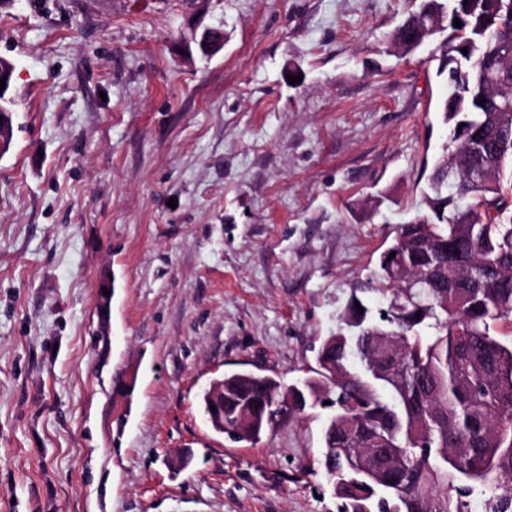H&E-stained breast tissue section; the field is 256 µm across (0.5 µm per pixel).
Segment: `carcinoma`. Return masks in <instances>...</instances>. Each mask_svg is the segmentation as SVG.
<instances>
[{
    "instance_id": "cac0c4a2",
    "label": "carcinoma",
    "mask_w": 512,
    "mask_h": 512,
    "mask_svg": "<svg viewBox=\"0 0 512 512\" xmlns=\"http://www.w3.org/2000/svg\"><path fill=\"white\" fill-rule=\"evenodd\" d=\"M434 42L449 144L421 190L426 213L400 225L359 285L383 314L349 303L347 331L321 340L312 375L295 384L233 371L220 411L202 396L211 426L251 445L329 402L318 465L339 512H431L421 504L438 458L490 491L484 512H512V0H420L390 35L405 53ZM413 276L406 295L399 282ZM369 440L391 468L368 457Z\"/></svg>"
}]
</instances>
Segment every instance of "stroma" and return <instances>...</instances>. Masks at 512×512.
<instances>
[{"mask_svg":"<svg viewBox=\"0 0 512 512\" xmlns=\"http://www.w3.org/2000/svg\"><path fill=\"white\" fill-rule=\"evenodd\" d=\"M418 4L0 0V512H338L327 409L247 447L201 395L305 377L417 216L448 138L429 48L390 52Z\"/></svg>","mask_w":512,"mask_h":512,"instance_id":"1","label":"stroma"}]
</instances>
